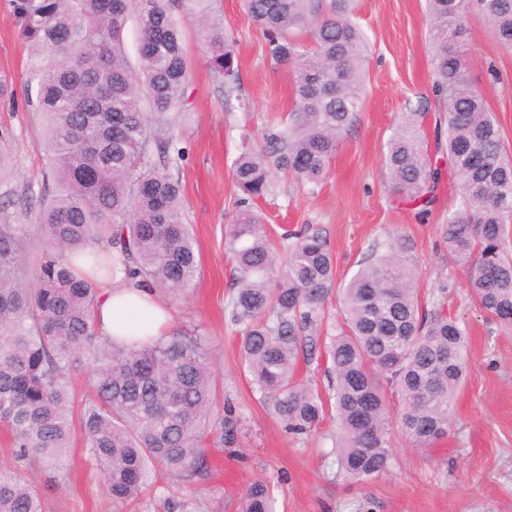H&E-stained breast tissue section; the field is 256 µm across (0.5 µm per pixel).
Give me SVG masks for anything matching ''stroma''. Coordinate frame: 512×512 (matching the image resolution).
<instances>
[{"label":"stroma","mask_w":512,"mask_h":512,"mask_svg":"<svg viewBox=\"0 0 512 512\" xmlns=\"http://www.w3.org/2000/svg\"><path fill=\"white\" fill-rule=\"evenodd\" d=\"M209 9L236 43L240 97L225 100L224 84L210 72L192 21L196 5L186 0L177 17L191 84L172 135L182 152L184 221L196 240L199 270L187 293L159 291L155 297L167 308L171 329L209 339L220 396L232 402L239 418L237 441L209 448L205 475L162 474L122 502L106 494L102 473L76 435L66 450V469L56 471L40 462H17L0 431V469L37 483L44 512H240L244 491L259 479L273 485L277 512H512V324L489 318L471 303L468 274L449 260L442 244L440 226L462 203L458 191L441 190L427 218H418L412 206L393 201L383 164L403 113L439 110L425 0H358L371 50L362 109L322 184H296L278 172L271 193L257 203L275 247H283L284 231L308 224L320 229L339 288L373 244L405 235L413 244L422 297L445 299L449 316L466 328L467 378L447 435L429 448L394 436L388 471L368 483L339 470L334 416L311 434L286 432L241 362L240 328L230 309L237 283L224 249L240 196L232 170L242 134L257 139L272 121L287 119L293 67L271 58L262 28L241 0H211ZM467 30L470 74L512 150V53L495 45L478 10L470 11ZM31 58L14 18L0 8V70L12 74L15 88L13 103L0 104V124L15 140L13 167L0 179V223H34L46 189L36 149L42 121L27 99Z\"/></svg>","instance_id":"stroma-1"}]
</instances>
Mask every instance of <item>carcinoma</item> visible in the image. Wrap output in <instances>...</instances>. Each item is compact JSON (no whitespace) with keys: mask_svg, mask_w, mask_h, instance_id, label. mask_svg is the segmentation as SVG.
<instances>
[{"mask_svg":"<svg viewBox=\"0 0 512 512\" xmlns=\"http://www.w3.org/2000/svg\"><path fill=\"white\" fill-rule=\"evenodd\" d=\"M179 0H0L36 53L33 106L44 121L37 148L55 191L36 223L0 224V427L19 461L62 466L73 432L105 477L114 500L136 497L155 468L173 475L207 470L206 444L235 441L233 408L219 407L212 348L202 336L167 332L117 344L100 336L96 277L120 269L128 284L179 295L198 272L194 238L182 221V185L173 172L171 113L184 110L190 75L174 10ZM491 38L512 50V0H426L434 93L444 104L435 147L424 112L403 114L386 145L393 192L424 217L437 199L446 156L463 209L448 213V257L470 268V298L488 316L512 322V155L498 118L465 66L471 4ZM267 33L268 51L294 68L292 120L259 146L245 138L233 178L242 193L224 245L238 289L231 319L253 384L289 432L305 434L327 413L312 383L295 380L312 361L336 269L315 229L285 233L275 249L252 202L269 194L271 169L318 186L363 101L369 43L355 0H244ZM141 33L140 65L125 60L129 13ZM196 20L206 62L239 85L232 42L206 8ZM310 31L297 51L292 34ZM12 132L0 127V176ZM156 149L158 162L149 160ZM338 294L342 309L325 354L330 361L339 466L369 482L391 462L393 426L417 447L448 433L452 402L467 371L465 331L444 303L425 309L407 239L395 235ZM91 397L74 414L73 380ZM400 411L392 424L389 397ZM0 512H43L39 490L0 470ZM241 512H276L265 481L246 490Z\"/></svg>","mask_w":512,"mask_h":512,"instance_id":"obj_1","label":"carcinoma"}]
</instances>
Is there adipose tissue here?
Instances as JSON below:
<instances>
[{"instance_id": "ef3b65f1", "label": "adipose tissue", "mask_w": 512, "mask_h": 512, "mask_svg": "<svg viewBox=\"0 0 512 512\" xmlns=\"http://www.w3.org/2000/svg\"><path fill=\"white\" fill-rule=\"evenodd\" d=\"M102 286L103 297L96 310L101 336L121 342L162 332L168 315L152 292L144 288L116 286L111 277L103 279Z\"/></svg>"}]
</instances>
